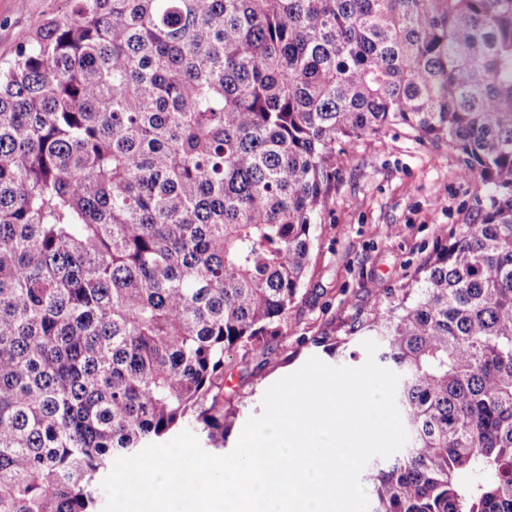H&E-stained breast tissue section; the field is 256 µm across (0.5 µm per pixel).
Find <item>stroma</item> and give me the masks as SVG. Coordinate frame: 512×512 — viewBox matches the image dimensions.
Returning a JSON list of instances; mask_svg holds the SVG:
<instances>
[{
    "label": "stroma",
    "instance_id": "1",
    "mask_svg": "<svg viewBox=\"0 0 512 512\" xmlns=\"http://www.w3.org/2000/svg\"><path fill=\"white\" fill-rule=\"evenodd\" d=\"M65 8L66 0H0V62L14 57L21 34ZM333 170L305 284L288 312L285 338L272 344V366L255 381L250 414H261L270 385L311 357L350 366V359L324 356L312 338L385 304L464 225L481 221L484 189L462 155L406 128L337 147Z\"/></svg>",
    "mask_w": 512,
    "mask_h": 512
}]
</instances>
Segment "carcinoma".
Instances as JSON below:
<instances>
[{"label": "carcinoma", "mask_w": 512, "mask_h": 512, "mask_svg": "<svg viewBox=\"0 0 512 512\" xmlns=\"http://www.w3.org/2000/svg\"><path fill=\"white\" fill-rule=\"evenodd\" d=\"M402 126L486 188L361 332L406 448L369 512H512V0H67L0 67V512H97L116 459L226 447L285 336L336 146Z\"/></svg>", "instance_id": "carcinoma-1"}]
</instances>
